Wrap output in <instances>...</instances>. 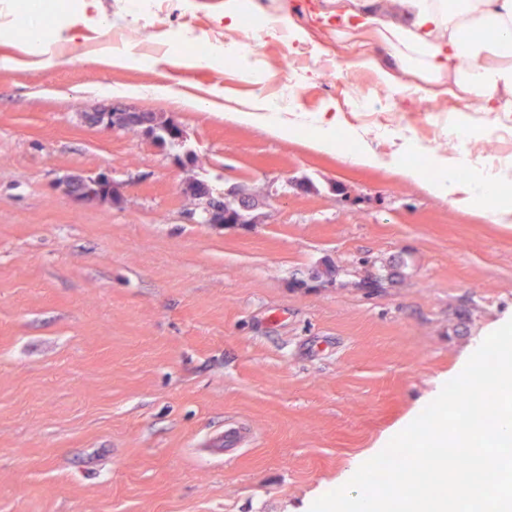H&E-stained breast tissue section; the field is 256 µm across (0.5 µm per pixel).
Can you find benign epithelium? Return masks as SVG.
<instances>
[{"instance_id":"7a95c632","label":"benign epithelium","mask_w":512,"mask_h":512,"mask_svg":"<svg viewBox=\"0 0 512 512\" xmlns=\"http://www.w3.org/2000/svg\"><path fill=\"white\" fill-rule=\"evenodd\" d=\"M94 125L112 132L136 127L146 139L162 145L182 146L187 141L184 129L176 123L160 114L147 115L133 107L101 110L95 114ZM66 191L79 201L109 199L113 196L112 181L105 175L91 179L73 177L67 182ZM202 223L230 226L233 221L224 217V206L218 204L202 211Z\"/></svg>"}]
</instances>
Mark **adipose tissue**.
<instances>
[{
	"label": "adipose tissue",
	"instance_id": "adipose-tissue-1",
	"mask_svg": "<svg viewBox=\"0 0 512 512\" xmlns=\"http://www.w3.org/2000/svg\"><path fill=\"white\" fill-rule=\"evenodd\" d=\"M362 0L351 10L338 40L381 46L385 54H362L361 67L373 70L383 89L402 87L430 97L459 91L481 108L512 109V0ZM24 52L33 63L51 61L53 41L44 33L43 0H27ZM398 174L425 181L431 191L457 194L462 174L471 172L467 151L434 161L437 174L426 178L406 154L393 159ZM493 218L512 204V164L489 169L475 185Z\"/></svg>",
	"mask_w": 512,
	"mask_h": 512
}]
</instances>
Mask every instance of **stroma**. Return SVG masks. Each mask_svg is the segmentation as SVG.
I'll return each mask as SVG.
<instances>
[{"label":"stroma","mask_w":512,"mask_h":512,"mask_svg":"<svg viewBox=\"0 0 512 512\" xmlns=\"http://www.w3.org/2000/svg\"><path fill=\"white\" fill-rule=\"evenodd\" d=\"M98 0L107 28L57 59L0 68V512H309L357 454L424 402L479 336L512 314V212L430 193L389 168L355 164L354 141L312 149L231 108L280 101L338 112L384 158L418 145L430 168L449 112L495 142L503 113L457 93L431 100L380 87L364 48L334 32L352 0H262L249 50L186 67L194 36L223 46L224 0ZM284 14L303 38L262 32ZM151 65H106L117 30ZM304 52L301 64L281 68ZM164 85V96L117 97ZM378 111L359 113L352 90ZM133 106L188 134L192 163L88 114ZM105 173L117 204L81 203L60 180ZM249 187L257 223L197 224L187 179ZM379 288L362 287L367 275ZM238 421L239 456L210 453Z\"/></svg>","instance_id":"stroma-1"}]
</instances>
